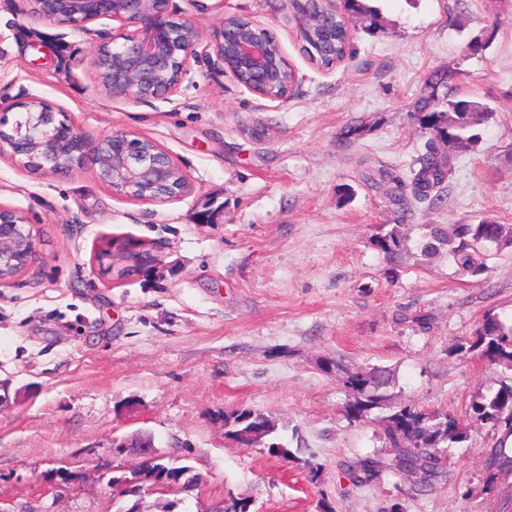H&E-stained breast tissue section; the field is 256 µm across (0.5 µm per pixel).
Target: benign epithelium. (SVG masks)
Listing matches in <instances>:
<instances>
[{
    "instance_id": "7a95c632",
    "label": "benign epithelium",
    "mask_w": 512,
    "mask_h": 512,
    "mask_svg": "<svg viewBox=\"0 0 512 512\" xmlns=\"http://www.w3.org/2000/svg\"><path fill=\"white\" fill-rule=\"evenodd\" d=\"M43 17L53 23L84 30L88 23L111 18L132 28L119 44L100 45L95 56L112 54V97L139 101L147 98L161 76L173 64L179 65L177 78L165 92L178 89L197 57L202 32L188 22L171 20L169 0H40ZM334 0H289L299 39L318 50L320 31L329 16H336ZM268 30L247 20L237 27L222 18L208 34V46L222 68L249 75L247 87L263 96L286 95L277 55L267 40ZM19 112L5 130L4 114ZM0 153L9 154L23 165L38 157L39 171L61 175L89 159L96 167L98 180L133 200L167 203L190 194L193 186L172 156L150 139L126 133L93 138L80 132L70 116L45 104L38 111L20 103L0 105ZM37 255L36 235L26 218L16 210L0 208V282L13 278L32 264Z\"/></svg>"
}]
</instances>
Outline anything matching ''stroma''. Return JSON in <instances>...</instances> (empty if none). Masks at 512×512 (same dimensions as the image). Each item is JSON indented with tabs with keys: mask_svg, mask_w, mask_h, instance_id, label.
Listing matches in <instances>:
<instances>
[{
	"mask_svg": "<svg viewBox=\"0 0 512 512\" xmlns=\"http://www.w3.org/2000/svg\"><path fill=\"white\" fill-rule=\"evenodd\" d=\"M364 4L376 18L336 0L351 53L327 69L303 52L285 0H171L173 19L205 32L225 15L263 24L297 79L285 97L259 95L202 43L176 92L135 102L93 66L119 22L75 30L0 0V104L45 101L88 134L151 139L193 185L150 204L103 185L91 162L49 175L0 154V207L37 238L35 262L0 285L10 512H120L112 479L138 468L122 444L139 434L193 467L174 512L236 499L249 512H512V475L483 467L487 426L446 450L445 476L419 495L407 475L356 486L345 473L382 444L374 421L347 418L353 393L323 359L389 368L392 405L463 422L512 376L454 350L486 315L512 325V250L478 277L421 253L438 224L512 225V0ZM432 91L494 113L477 149L457 152L442 203L403 211L380 173L406 174L423 152L416 103ZM394 227L398 265L378 244ZM240 408L272 418L291 459L225 438Z\"/></svg>",
	"mask_w": 512,
	"mask_h": 512,
	"instance_id": "obj_1",
	"label": "stroma"
}]
</instances>
